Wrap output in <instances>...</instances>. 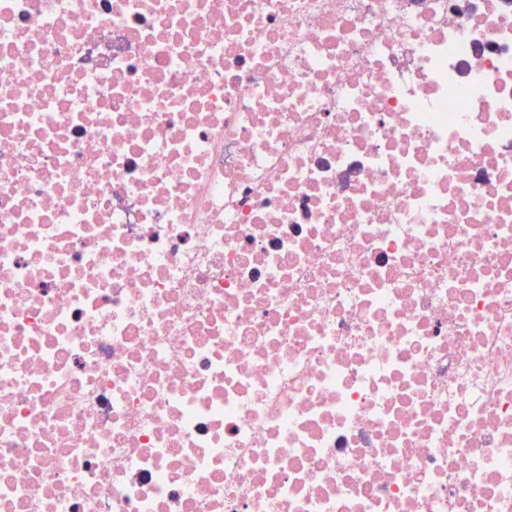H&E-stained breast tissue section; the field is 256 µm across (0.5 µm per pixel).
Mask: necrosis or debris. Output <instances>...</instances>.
<instances>
[{
    "label": "necrosis or debris",
    "instance_id": "1",
    "mask_svg": "<svg viewBox=\"0 0 512 512\" xmlns=\"http://www.w3.org/2000/svg\"><path fill=\"white\" fill-rule=\"evenodd\" d=\"M0 512H512V0H0Z\"/></svg>",
    "mask_w": 512,
    "mask_h": 512
}]
</instances>
